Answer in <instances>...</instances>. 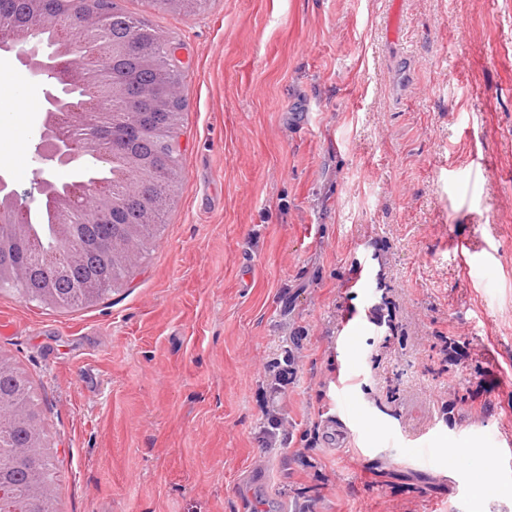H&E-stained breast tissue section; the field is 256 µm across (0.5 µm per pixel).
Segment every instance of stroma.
Here are the masks:
<instances>
[{
	"label": "stroma",
	"mask_w": 512,
	"mask_h": 512,
	"mask_svg": "<svg viewBox=\"0 0 512 512\" xmlns=\"http://www.w3.org/2000/svg\"><path fill=\"white\" fill-rule=\"evenodd\" d=\"M122 3L180 45L175 203L103 301L0 293L61 512H512V0ZM42 101L0 55L22 191Z\"/></svg>",
	"instance_id": "stroma-1"
}]
</instances>
